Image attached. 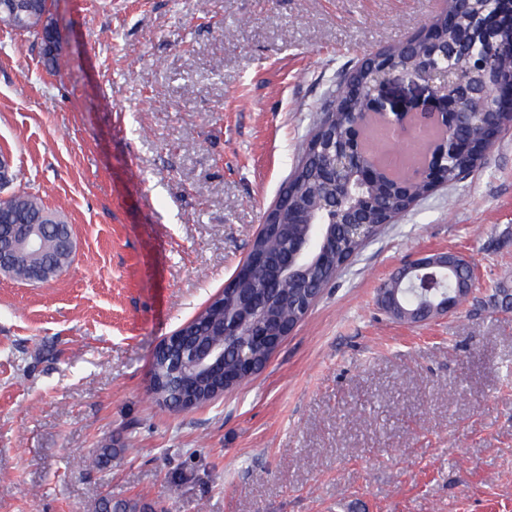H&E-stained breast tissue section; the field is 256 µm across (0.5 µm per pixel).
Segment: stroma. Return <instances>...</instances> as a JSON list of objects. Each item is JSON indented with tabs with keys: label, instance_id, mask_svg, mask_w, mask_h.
I'll use <instances>...</instances> for the list:
<instances>
[{
	"label": "stroma",
	"instance_id": "35a3bbf8",
	"mask_svg": "<svg viewBox=\"0 0 512 512\" xmlns=\"http://www.w3.org/2000/svg\"><path fill=\"white\" fill-rule=\"evenodd\" d=\"M438 0H51L59 68L0 27V153L72 228L39 287L0 279V512H512V130L342 269L250 382L190 411L159 343L246 258L340 76ZM471 263L456 312L399 321L384 282ZM130 443L94 468L102 445Z\"/></svg>",
	"mask_w": 512,
	"mask_h": 512
}]
</instances>
